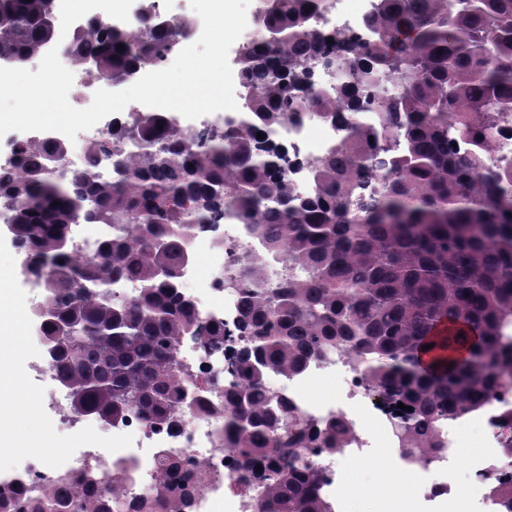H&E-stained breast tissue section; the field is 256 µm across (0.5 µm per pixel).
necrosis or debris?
Masks as SVG:
<instances>
[{
  "label": "necrosis or debris",
  "instance_id": "necrosis-or-debris-1",
  "mask_svg": "<svg viewBox=\"0 0 512 512\" xmlns=\"http://www.w3.org/2000/svg\"><path fill=\"white\" fill-rule=\"evenodd\" d=\"M267 136L285 148L290 161L299 162L300 167L292 172L291 180L300 194L306 195L312 185L304 161L321 157L341 138L342 131L339 125L305 115L296 122L268 129ZM78 140L80 150L68 155L67 168L77 172L91 166L102 178H111V125L81 131ZM185 247L188 258L178 279L182 295L202 314L204 323L234 330L240 295L230 282L238 278L246 255L265 253V242L251 235L246 225L222 217L213 224L196 225ZM229 349L214 347L212 337L207 335L184 339L178 359L183 366L185 393L190 397L207 396L215 411L208 414L185 409L175 427L151 426L134 415L109 426L100 425L96 416L71 410L68 393L49 357L28 362L18 373L19 383H26L33 376L46 379L50 387L41 394L43 405L66 429L90 433L91 438L81 448H30L19 459L0 462V489L12 490L28 500L41 497L51 485L78 489L81 475L91 472L102 488L112 479H119L125 502L139 503L140 498H148L149 503L142 505L141 512H163L162 491L168 482L163 459L166 454L174 453L182 457L186 474L203 481L201 490L186 502L184 512H213L218 503L224 504L227 512H252L251 504L259 490L239 484L242 458L238 449L225 447L224 420L219 414L224 407L225 389L239 381ZM334 371L340 372L344 381L343 406L315 405L308 395L310 384ZM271 386L313 422L319 424L332 419L338 428L350 434L344 448L335 451L315 448L310 454L311 462L322 474L318 493L329 505H343L346 495L347 476L338 464L339 458H367L376 445L372 436L376 429L382 433L387 447L399 446L389 412L376 410L370 419L362 414L369 392L351 357L337 355L326 361L311 362L300 374L274 377ZM511 410L512 386L503 385L496 389L486 408L459 417L456 424L461 428L481 424L487 432L489 451L494 454L502 446L501 418ZM441 440L444 451L425 466L436 478L420 485V494L428 502L446 503L462 493L458 484L438 478L439 473L447 471L449 450L456 445L449 435H442Z\"/></svg>",
  "mask_w": 512,
  "mask_h": 512
}]
</instances>
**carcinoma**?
<instances>
[{
    "instance_id": "cac0c4a2",
    "label": "carcinoma",
    "mask_w": 512,
    "mask_h": 512,
    "mask_svg": "<svg viewBox=\"0 0 512 512\" xmlns=\"http://www.w3.org/2000/svg\"><path fill=\"white\" fill-rule=\"evenodd\" d=\"M329 10L331 0H264L239 55L245 111L221 130L191 140L164 112L132 111L112 129L117 178L92 169L68 177L50 167L65 147L39 142L25 147L37 155L26 177L0 184L14 243L39 260L26 270L48 292L49 357L79 414L175 424L186 400L177 348L203 327L177 291L190 225L220 213L288 262V279L272 288L261 256L234 283L237 329L250 346L237 355L243 384L224 392V447L249 459L239 480L268 471L253 512H330L305 451L311 441L337 450L348 437L333 420L319 428L295 411L269 375L352 356L369 392L394 412L412 407L393 415L410 463L437 454L443 426L512 379V190L501 186L512 167L490 170L483 153L453 147L489 144L497 113H512V0H375L366 36L341 39L315 23ZM52 13L53 0H0V61L20 64L57 43ZM141 15L151 22L135 34L102 22L77 31L65 44L71 62L121 83L193 28L166 23L151 4ZM90 40L98 52L88 56ZM359 42L366 53L338 61L330 51ZM316 52L345 70L344 84L334 98L302 101L296 88L310 83ZM381 73L393 89L378 84ZM302 107L344 130L311 165L306 197L287 179L284 148L257 138ZM373 169L384 176L369 192ZM79 219L110 230L93 257L73 256L67 227ZM125 278L141 285L128 302L112 298ZM78 508L136 512L91 479Z\"/></svg>"
}]
</instances>
